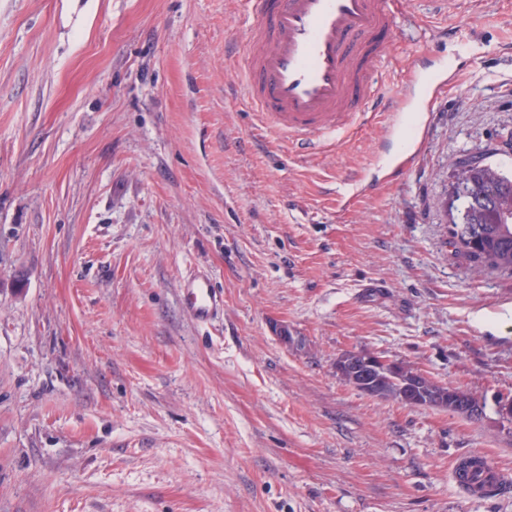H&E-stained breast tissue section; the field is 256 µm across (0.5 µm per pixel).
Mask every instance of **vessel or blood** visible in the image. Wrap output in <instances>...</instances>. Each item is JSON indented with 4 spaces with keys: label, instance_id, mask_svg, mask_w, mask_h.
I'll list each match as a JSON object with an SVG mask.
<instances>
[{
    "label": "vessel or blood",
    "instance_id": "obj_1",
    "mask_svg": "<svg viewBox=\"0 0 512 512\" xmlns=\"http://www.w3.org/2000/svg\"><path fill=\"white\" fill-rule=\"evenodd\" d=\"M244 44L247 99L263 123L301 150H317L328 136L349 132L366 109L391 104L377 76L398 34L392 0H246ZM190 316L209 322L224 296L207 274L181 283ZM457 487L479 494L503 473L491 465L454 470Z\"/></svg>",
    "mask_w": 512,
    "mask_h": 512
}]
</instances>
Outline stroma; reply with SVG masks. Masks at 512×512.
<instances>
[{
    "mask_svg": "<svg viewBox=\"0 0 512 512\" xmlns=\"http://www.w3.org/2000/svg\"><path fill=\"white\" fill-rule=\"evenodd\" d=\"M403 9L410 140L300 155L246 100L245 0H0V512H512V273L444 213L459 161L512 171V0ZM361 350L483 417L362 394ZM477 454L505 491L452 482ZM180 288L187 310L196 322L207 323L218 312L224 311V295L213 288L207 274L199 273L184 279Z\"/></svg>",
    "mask_w": 512,
    "mask_h": 512,
    "instance_id": "obj_1",
    "label": "stroma"
}]
</instances>
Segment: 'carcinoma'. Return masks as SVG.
<instances>
[{"instance_id":"1","label":"carcinoma","mask_w":512,"mask_h":512,"mask_svg":"<svg viewBox=\"0 0 512 512\" xmlns=\"http://www.w3.org/2000/svg\"><path fill=\"white\" fill-rule=\"evenodd\" d=\"M452 194L460 202L452 218L450 233L466 256L481 270L512 272V173L488 163L472 165L464 160L453 174ZM413 365L401 362V371H385L372 377L373 397L394 399L414 408H443L458 411V403L474 395L448 388L424 375ZM418 380L419 400L404 398L407 382Z\"/></svg>"}]
</instances>
